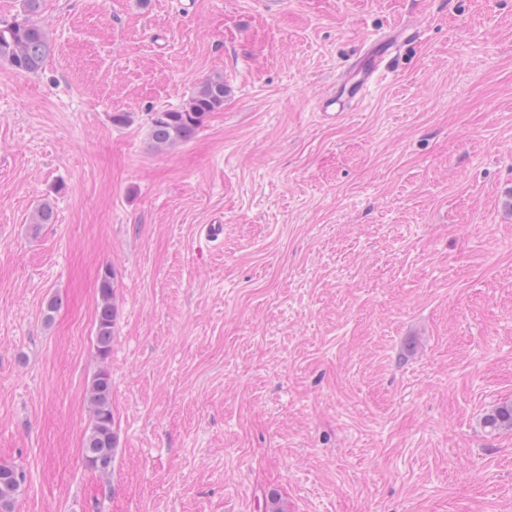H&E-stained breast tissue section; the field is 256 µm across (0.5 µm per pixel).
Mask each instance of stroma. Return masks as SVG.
Wrapping results in <instances>:
<instances>
[{"instance_id": "obj_1", "label": "stroma", "mask_w": 512, "mask_h": 512, "mask_svg": "<svg viewBox=\"0 0 512 512\" xmlns=\"http://www.w3.org/2000/svg\"><path fill=\"white\" fill-rule=\"evenodd\" d=\"M39 22L43 67L0 64L15 512H512V430L481 424L512 400V0H43ZM215 75L223 108L154 149L151 113ZM102 368L106 474L83 457ZM412 33L405 26L393 29L386 37L369 43L367 51L351 69L349 76L337 86V89L320 102L322 115L336 120L347 110L352 101H359L368 86L384 71L387 58L398 43L408 39ZM114 273L105 269L100 276V302L96 314L95 342L98 356L107 359L112 350V336L115 327V307L113 290Z\"/></svg>"}]
</instances>
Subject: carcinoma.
<instances>
[{
	"label": "carcinoma",
	"instance_id": "obj_1",
	"mask_svg": "<svg viewBox=\"0 0 512 512\" xmlns=\"http://www.w3.org/2000/svg\"><path fill=\"white\" fill-rule=\"evenodd\" d=\"M41 2L23 0L24 18L0 22V62H7L26 73H35L41 68L50 52L49 39L38 21ZM227 92L223 77H210L200 83L184 106L152 113L149 125L152 145L165 149L192 139L207 116L224 106ZM113 279L112 270H103L95 326L96 349L102 359L108 358L112 350L115 327ZM111 398V376L102 369L95 375L89 390L93 425L84 442L86 463L99 473H107L112 468L115 435ZM482 424L490 433L512 429V401L503 402L486 414ZM24 481L25 473L22 470L0 464V512H12L16 495Z\"/></svg>",
	"mask_w": 512,
	"mask_h": 512
}]
</instances>
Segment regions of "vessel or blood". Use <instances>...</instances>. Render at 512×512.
Segmentation results:
<instances>
[{
  "instance_id": "obj_1",
  "label": "vessel or blood",
  "mask_w": 512,
  "mask_h": 512,
  "mask_svg": "<svg viewBox=\"0 0 512 512\" xmlns=\"http://www.w3.org/2000/svg\"><path fill=\"white\" fill-rule=\"evenodd\" d=\"M405 27L393 29L386 37L369 43L367 51L359 58L348 77L337 89L320 102L323 116L333 120L346 111L349 102L360 100L368 86L384 71L387 59L398 43L408 39Z\"/></svg>"
}]
</instances>
